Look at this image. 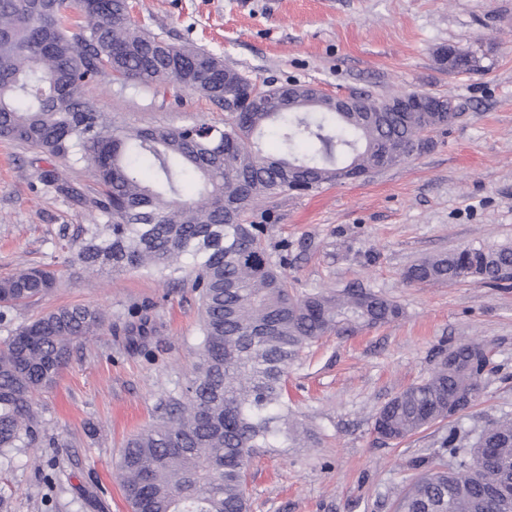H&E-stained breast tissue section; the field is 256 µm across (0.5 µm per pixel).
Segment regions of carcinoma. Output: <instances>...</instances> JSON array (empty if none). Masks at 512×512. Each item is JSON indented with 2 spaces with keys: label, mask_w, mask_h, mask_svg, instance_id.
<instances>
[{
  "label": "carcinoma",
  "mask_w": 512,
  "mask_h": 512,
  "mask_svg": "<svg viewBox=\"0 0 512 512\" xmlns=\"http://www.w3.org/2000/svg\"><path fill=\"white\" fill-rule=\"evenodd\" d=\"M71 10L81 17L75 27ZM228 70L213 53L133 25L127 0H0V138L71 167L87 164L100 185L84 203L106 221L86 229L79 260L97 271L177 274L198 296L200 340L188 383L161 401L158 422L130 438L121 457L132 512H248L251 459L311 439L289 404L288 369L324 336L402 315L371 291L296 292L288 250H268L267 227L253 211L299 187L342 181L351 165L375 171L421 155L433 146L430 133L458 118L394 112L398 93L367 95L360 112H335L324 102L287 101L284 86L258 85L239 70L231 92L241 111L226 113L222 129L202 119L118 129L83 98L84 85L108 71L146 88L190 90L220 107ZM273 129L276 155L261 148ZM38 178L74 192L54 168ZM402 279L499 286L512 279V245L425 257ZM54 288L46 267L1 278L0 321ZM103 325L95 308L63 306L0 339L1 455L36 440L35 394L54 382L71 346ZM484 353L476 340L449 348L421 382L377 410L374 433L398 444L468 409L489 366ZM443 445L451 469L418 472L393 512H512V417L488 424L469 446L451 426Z\"/></svg>",
  "instance_id": "cac0c4a2"
}]
</instances>
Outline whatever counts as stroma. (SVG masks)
Returning <instances> with one entry per match:
<instances>
[{
    "label": "stroma",
    "instance_id": "obj_1",
    "mask_svg": "<svg viewBox=\"0 0 512 512\" xmlns=\"http://www.w3.org/2000/svg\"><path fill=\"white\" fill-rule=\"evenodd\" d=\"M134 20L260 82L312 83L331 94L428 91L459 107L460 118L433 133L426 153L262 206L267 241L287 247L295 289L362 288L396 301L403 315L348 338L323 337L290 367L288 392L313 438L253 459L250 512H392L417 463L450 467L440 447L448 426L384 444L374 415L426 377L442 350L475 338L490 354L478 401L455 419L465 440L512 415V280L489 287L401 279L428 255L512 245V0H135ZM448 45L470 52L475 69H442L436 51ZM84 95L122 127L224 124L208 99L172 86L154 92L105 75ZM53 166L0 139V278L49 265L59 280L50 295L12 308L0 338L61 306L99 308L106 323L36 395L35 442L0 456V512H131L117 476L122 446L190 375L199 301L155 272L86 269L77 258L84 230L103 218L80 198L96 193L95 174L67 169L73 199L34 178Z\"/></svg>",
    "mask_w": 512,
    "mask_h": 512
}]
</instances>
